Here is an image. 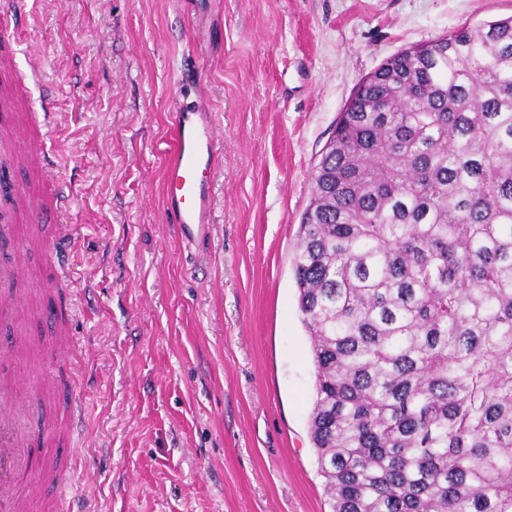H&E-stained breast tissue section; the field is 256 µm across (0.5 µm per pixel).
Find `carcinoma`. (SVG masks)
<instances>
[{"instance_id": "cac0c4a2", "label": "carcinoma", "mask_w": 512, "mask_h": 512, "mask_svg": "<svg viewBox=\"0 0 512 512\" xmlns=\"http://www.w3.org/2000/svg\"><path fill=\"white\" fill-rule=\"evenodd\" d=\"M313 182L293 265L331 512H512V17L386 60Z\"/></svg>"}]
</instances>
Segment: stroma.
<instances>
[{"label":"stroma","instance_id":"35a3bbf8","mask_svg":"<svg viewBox=\"0 0 512 512\" xmlns=\"http://www.w3.org/2000/svg\"><path fill=\"white\" fill-rule=\"evenodd\" d=\"M16 66L38 65L47 142L74 192L26 224L23 312L0 378L40 395L23 417L54 484L32 512H330L309 436L311 343L293 258L312 173L356 88L388 58L512 16V0H28ZM220 140L209 222L166 208L173 99ZM71 338L50 358L53 318ZM55 427L59 442L41 441Z\"/></svg>","mask_w":512,"mask_h":512}]
</instances>
